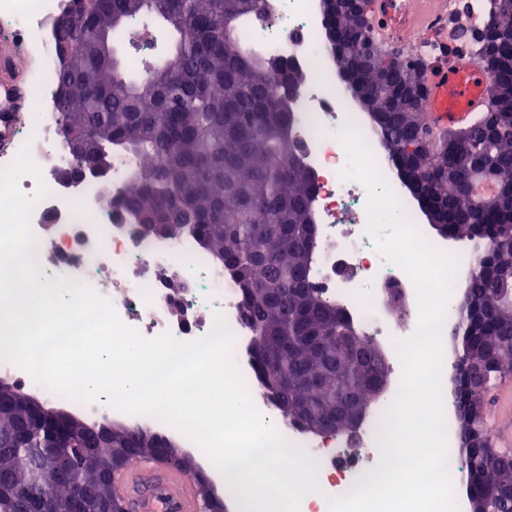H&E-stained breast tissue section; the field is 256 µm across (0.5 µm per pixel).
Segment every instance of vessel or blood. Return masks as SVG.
Listing matches in <instances>:
<instances>
[{
  "label": "vessel or blood",
  "mask_w": 512,
  "mask_h": 512,
  "mask_svg": "<svg viewBox=\"0 0 512 512\" xmlns=\"http://www.w3.org/2000/svg\"><path fill=\"white\" fill-rule=\"evenodd\" d=\"M440 12L438 0H418L406 21L415 33H422ZM372 15L383 38H390L396 25L391 0H373ZM18 65V57L9 47L0 48V150L14 146V132L25 104L22 86L9 74ZM428 88L424 109L430 126L447 131L468 126L486 108L488 76L479 63L454 67L446 59H433L422 74ZM491 427L500 448H512V383H502L496 394V409Z\"/></svg>",
  "instance_id": "vessel-or-blood-1"
}]
</instances>
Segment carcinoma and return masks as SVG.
Segmentation results:
<instances>
[{
  "label": "carcinoma",
  "instance_id": "carcinoma-1",
  "mask_svg": "<svg viewBox=\"0 0 512 512\" xmlns=\"http://www.w3.org/2000/svg\"><path fill=\"white\" fill-rule=\"evenodd\" d=\"M263 0L244 11L240 0H71L64 22L56 26L60 58L63 126L88 132L76 160L68 166L83 178L89 166L130 157L135 167L121 204L134 219L159 210L168 238L194 234L201 248L233 280L242 316L252 332L254 368L264 395L283 420L312 431L304 416L334 411L355 392L367 410L377 395L363 391L369 378L386 371L382 354L357 337V358L326 362L337 338L353 324L340 307L324 301L310 282L315 244L310 202L311 171L296 160L291 135L292 98L284 86L300 88L304 74L249 51L241 24L261 13ZM487 33L498 37L499 67L489 75L490 101L467 127L436 133L426 125L424 105L411 109L380 75L390 70L395 83L422 82L415 55L405 64L392 53L370 23L335 18L341 54L323 33L339 77H352L349 90L372 120L396 170L420 174L428 224H446L456 238L473 237L482 225L512 224V0H500ZM132 17L159 18L176 35L170 61L142 62L145 75L128 78L120 58L109 60L97 33L111 38L125 31ZM277 157L278 165L268 163ZM489 165L498 179V198L486 209L462 196L460 182L475 163ZM459 356L465 363L498 354L491 380L512 373V344L503 345L512 327V247L498 246L479 257L468 280ZM273 367L285 384L274 387L264 374ZM29 395L16 384L0 386V512H43L47 497L65 503L69 479L82 478L98 503L111 495L106 473L154 455L177 467H191L165 436L139 427L89 426L71 419L73 449L63 466L34 471V449L46 447L39 421L30 413ZM91 459L94 465H85ZM462 461L475 477L476 512H512V471L469 458L466 440L448 455ZM483 484L502 489L489 504Z\"/></svg>",
  "mask_w": 512,
  "mask_h": 512
}]
</instances>
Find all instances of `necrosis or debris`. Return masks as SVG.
<instances>
[{
    "instance_id": "obj_1",
    "label": "necrosis or debris",
    "mask_w": 512,
    "mask_h": 512,
    "mask_svg": "<svg viewBox=\"0 0 512 512\" xmlns=\"http://www.w3.org/2000/svg\"><path fill=\"white\" fill-rule=\"evenodd\" d=\"M69 0H0V31L35 51L40 68L32 75L31 121L18 129L17 148H29L40 178L22 177L21 190L34 194L45 184L49 194L35 205L30 222L41 265L54 275L80 280L93 288L108 286L110 301L124 323L143 337L170 334L180 341L207 336L223 317L234 339V359L255 407L265 415L275 406L257 393L252 361V333L241 313V298L223 265L210 258L190 235L171 241L146 238L121 208L106 205L92 178L65 186L55 178L69 149L58 124L57 37L54 20ZM492 0H447L443 13L449 64L470 60L477 38L490 24ZM323 19L318 0H268L266 10L243 29V39L265 57L282 60L306 79L291 107L292 134L303 162L313 173L317 192L312 202L316 240L310 266L312 283L336 303L361 336L387 355L388 387L351 434L317 435L278 422L291 444L302 447L317 464L320 492L305 497L306 512H319L326 496L347 493L378 459L375 433L397 394L402 367L394 342L410 336L418 308L409 276L374 249L366 224L365 187L344 178L347 159L337 131L353 122L362 132L376 164L387 151L366 113L355 111L331 66L315 69L325 55ZM404 306L394 317L391 299Z\"/></svg>"
}]
</instances>
